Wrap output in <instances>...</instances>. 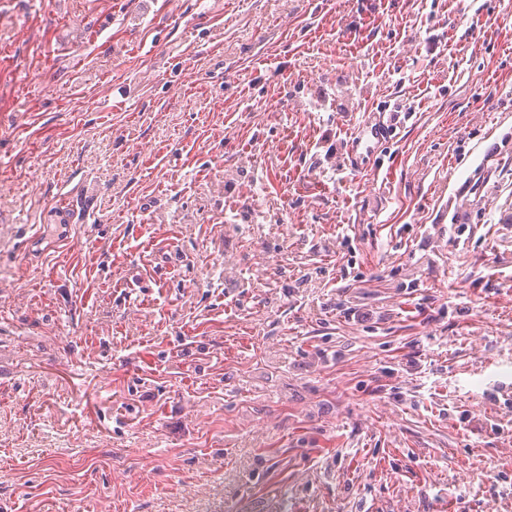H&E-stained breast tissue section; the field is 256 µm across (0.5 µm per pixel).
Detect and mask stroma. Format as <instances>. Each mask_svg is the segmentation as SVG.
<instances>
[{"label": "stroma", "mask_w": 512, "mask_h": 512, "mask_svg": "<svg viewBox=\"0 0 512 512\" xmlns=\"http://www.w3.org/2000/svg\"><path fill=\"white\" fill-rule=\"evenodd\" d=\"M500 383L512 0H0V512H512ZM390 127L391 125L385 124L380 119L366 121L359 126L358 136L354 145L356 155L352 157L356 164L357 157H359L357 151L361 147H365L367 152L374 150L376 144L390 137L392 133ZM64 197V202L61 203L57 208L60 223L42 224L39 227V230H37L26 240V249L28 252L41 251V245L48 240H52L50 242V247L52 248L59 247L60 245H70V231L72 225L86 222L89 218L93 217L91 208L82 197L75 198L69 195ZM49 226H53L51 234L44 232V229L48 228Z\"/></svg>", "instance_id": "1"}]
</instances>
